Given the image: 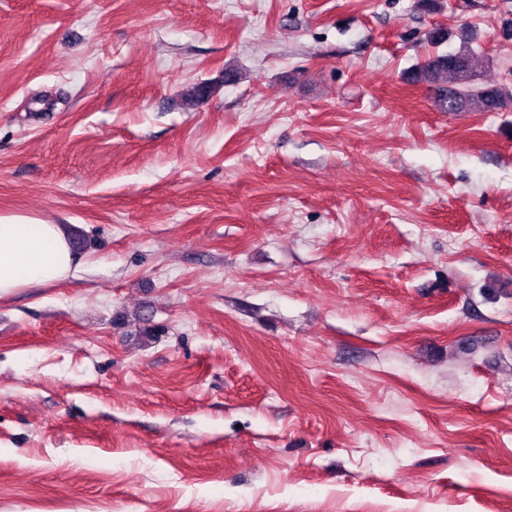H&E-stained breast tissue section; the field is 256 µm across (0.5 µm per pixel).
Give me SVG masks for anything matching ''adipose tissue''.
<instances>
[{
    "instance_id": "obj_1",
    "label": "adipose tissue",
    "mask_w": 512,
    "mask_h": 512,
    "mask_svg": "<svg viewBox=\"0 0 512 512\" xmlns=\"http://www.w3.org/2000/svg\"><path fill=\"white\" fill-rule=\"evenodd\" d=\"M79 270L64 225L0 215V298L75 278Z\"/></svg>"
}]
</instances>
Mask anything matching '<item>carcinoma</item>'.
I'll list each match as a JSON object with an SVG mask.
<instances>
[{
  "label": "carcinoma",
  "instance_id": "1",
  "mask_svg": "<svg viewBox=\"0 0 512 512\" xmlns=\"http://www.w3.org/2000/svg\"><path fill=\"white\" fill-rule=\"evenodd\" d=\"M448 41V32L434 28L426 42L434 48L414 69L415 81L437 85L435 106L443 112L475 108L480 112H497L512 101V87L482 86L475 83V54L469 43L459 48L438 52L436 48Z\"/></svg>",
  "mask_w": 512,
  "mask_h": 512
}]
</instances>
